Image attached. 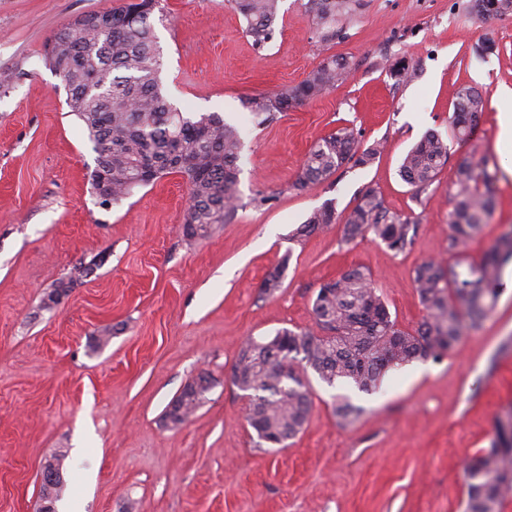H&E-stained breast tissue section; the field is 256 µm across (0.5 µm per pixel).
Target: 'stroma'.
I'll list each match as a JSON object with an SVG mask.
<instances>
[{"instance_id": "obj_1", "label": "stroma", "mask_w": 512, "mask_h": 512, "mask_svg": "<svg viewBox=\"0 0 512 512\" xmlns=\"http://www.w3.org/2000/svg\"><path fill=\"white\" fill-rule=\"evenodd\" d=\"M115 3L0 0V512H37L40 467L56 455L81 512H464L465 464L512 407V352L500 351L512 338V293L458 351L390 371L375 393L308 374L310 417L282 449L259 445L229 374L248 338L311 327L320 285L356 266L398 328L414 330L424 314L414 270L444 254L461 159L497 169L496 208L470 260L512 229V163L496 143L497 116L512 111L500 93L512 89V13L481 19L471 0H355L326 39L306 0H282L260 50L227 0H162L161 80L181 111L239 126L247 97L296 85L333 56L351 64L318 98L247 128L236 215L189 241L181 175L100 205L93 144L44 62L64 25ZM487 41L493 51L477 59ZM404 61L416 70L407 83L393 75ZM465 84L486 105L457 141L449 120ZM342 127L384 151L294 189L309 148ZM429 131L449 140V158L419 204L398 170ZM369 190L420 224L411 251L344 242ZM329 200L335 224L294 237ZM282 262L281 288L261 295ZM62 282L66 295L49 302ZM201 372L210 378L201 404L168 424V405ZM343 394L363 408L349 424L334 412Z\"/></svg>"}]
</instances>
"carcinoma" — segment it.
<instances>
[{"mask_svg": "<svg viewBox=\"0 0 512 512\" xmlns=\"http://www.w3.org/2000/svg\"><path fill=\"white\" fill-rule=\"evenodd\" d=\"M229 2L254 45L264 48L273 38L280 0ZM158 3L121 0L78 16L46 44L45 62L61 78L69 112L83 122L94 144L93 190L104 192L105 203L112 205L138 187L178 173L188 183L183 235L197 240L236 214L243 136L241 128L225 123L219 113L189 115L163 94L161 54L151 21ZM307 5L327 25V37L336 36V17L352 10V0H308ZM349 73L345 58L332 57L297 85L248 99L250 121H271L276 113L322 95ZM484 107L480 92L462 87L451 121L453 137L465 140ZM382 148L377 142L363 149L354 130L340 128L310 148L293 187L324 181L347 165L366 166ZM448 153V143L434 131L407 152L400 176L414 190V199L433 184ZM494 182L485 161L465 159L457 165L445 247L451 262L431 258L415 269L413 283L424 315L414 331L397 327L370 273L356 267L319 287L312 304L318 330L283 328L268 339L244 344L231 367V382L249 398L246 422L259 443L285 448L303 430L312 410L303 373L311 370L329 385L347 383L371 394L389 371L417 360L438 362L458 348L465 333L481 327L497 304L502 269L512 260V230L497 237L480 261L468 260L469 245L482 235L495 209ZM335 220V206L326 202L310 213L297 235L323 231ZM419 234L420 224L387 208L373 192L359 199L343 229L348 242L369 237L396 253L412 250ZM287 266L285 258L265 278L263 293L281 287ZM205 392L191 394L184 387L165 417L179 422L189 418ZM334 411L349 423L363 408L344 397ZM465 484V512H488L491 505L501 512L512 494V407L495 419L488 446L467 465Z\"/></svg>", "mask_w": 512, "mask_h": 512, "instance_id": "cac0c4a2", "label": "carcinoma"}]
</instances>
